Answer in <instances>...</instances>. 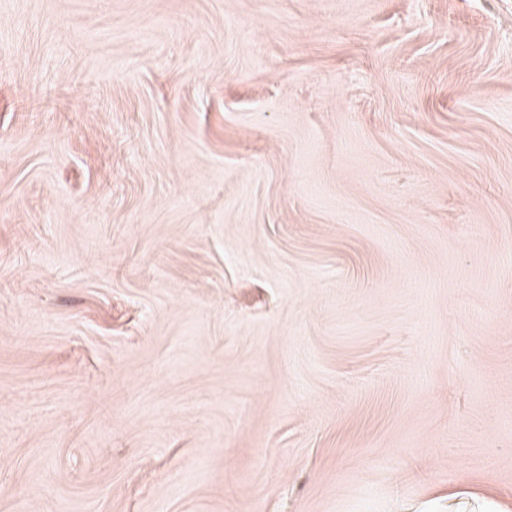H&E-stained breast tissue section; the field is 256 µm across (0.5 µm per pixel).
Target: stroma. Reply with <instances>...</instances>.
Masks as SVG:
<instances>
[{"mask_svg": "<svg viewBox=\"0 0 512 512\" xmlns=\"http://www.w3.org/2000/svg\"><path fill=\"white\" fill-rule=\"evenodd\" d=\"M0 512H512V0H0Z\"/></svg>", "mask_w": 512, "mask_h": 512, "instance_id": "obj_1", "label": "stroma"}]
</instances>
